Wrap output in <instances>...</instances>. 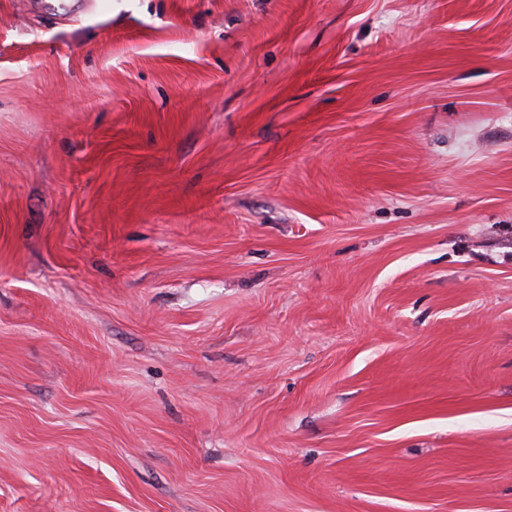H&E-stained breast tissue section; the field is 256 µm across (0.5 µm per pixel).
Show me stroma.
Instances as JSON below:
<instances>
[{
    "label": "stroma",
    "mask_w": 512,
    "mask_h": 512,
    "mask_svg": "<svg viewBox=\"0 0 512 512\" xmlns=\"http://www.w3.org/2000/svg\"><path fill=\"white\" fill-rule=\"evenodd\" d=\"M0 512H512V0H0Z\"/></svg>",
    "instance_id": "obj_1"
}]
</instances>
